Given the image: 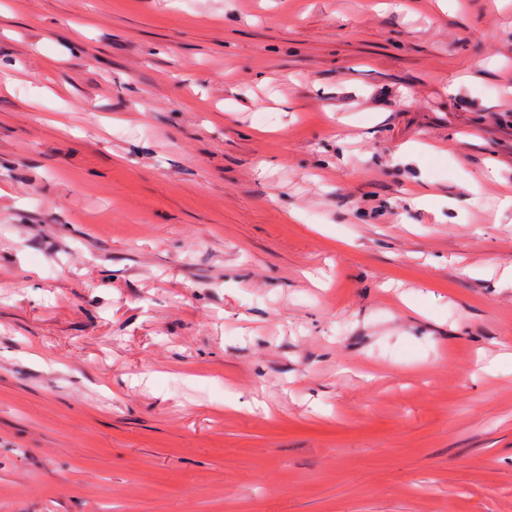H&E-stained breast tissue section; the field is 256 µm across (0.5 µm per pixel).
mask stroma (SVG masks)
Returning <instances> with one entry per match:
<instances>
[{"label":"stroma","mask_w":512,"mask_h":512,"mask_svg":"<svg viewBox=\"0 0 512 512\" xmlns=\"http://www.w3.org/2000/svg\"><path fill=\"white\" fill-rule=\"evenodd\" d=\"M5 79L0 512H512V0H0Z\"/></svg>","instance_id":"obj_1"}]
</instances>
